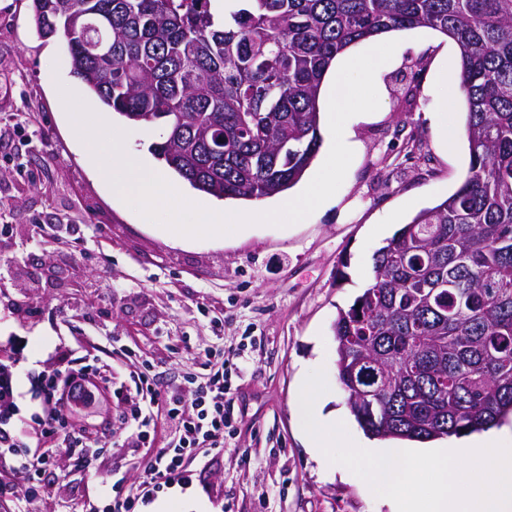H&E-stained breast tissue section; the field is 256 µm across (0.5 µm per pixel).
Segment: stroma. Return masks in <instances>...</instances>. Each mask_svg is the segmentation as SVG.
<instances>
[{"mask_svg": "<svg viewBox=\"0 0 512 512\" xmlns=\"http://www.w3.org/2000/svg\"><path fill=\"white\" fill-rule=\"evenodd\" d=\"M30 0H0V354L19 359L18 406L29 416L34 373L93 360L110 397L70 412L82 446L44 441L27 456L49 464L39 512L93 501L104 478L138 484L150 451L122 419L139 360L159 385L200 370L204 351L243 347L233 380L237 432L199 454L192 484L139 504L155 512H391L360 478L321 465L295 407L303 389L336 379L333 323L372 277L374 251L422 209L453 193L469 166L462 130L459 49L430 28L394 31L352 47L359 62L340 83L364 103L348 114L357 148L330 201L293 225H253L222 238L168 240L129 207L78 137L60 87L78 90L61 37H38ZM83 100L128 131L126 152L167 175L203 206L253 204L193 189L158 162L163 128L126 125L99 99Z\"/></svg>", "mask_w": 512, "mask_h": 512, "instance_id": "stroma-1", "label": "stroma"}]
</instances>
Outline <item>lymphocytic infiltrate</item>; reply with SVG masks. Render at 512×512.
Wrapping results in <instances>:
<instances>
[{
	"mask_svg": "<svg viewBox=\"0 0 512 512\" xmlns=\"http://www.w3.org/2000/svg\"><path fill=\"white\" fill-rule=\"evenodd\" d=\"M17 367V360L0 357V449L7 452L15 451L17 446L15 430L8 425L18 412V395L13 386ZM204 367L207 371L204 379L189 376L184 385L167 388L155 384L149 364L131 372L138 401L124 417L129 438L136 445L152 447L156 428L161 424L170 428L172 437L147 460L138 485L129 486L121 478L103 482L96 505L89 508L78 504L72 512H137L139 503L159 492L191 484L192 461L200 453L223 447L225 435L235 431L230 356L223 352L214 355ZM35 382L38 408L29 416L35 434L46 440L61 433L66 441L80 443L83 430L70 424L67 412L76 398L99 395L93 365L41 373ZM15 461L19 468L26 470L27 482L21 488L0 486V497L14 499L18 512H33L41 469L18 453Z\"/></svg>",
	"mask_w": 512,
	"mask_h": 512,
	"instance_id": "1",
	"label": "lymphocytic infiltrate"
}]
</instances>
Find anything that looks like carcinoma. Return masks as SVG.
I'll return each instance as SVG.
<instances>
[{"label": "carcinoma", "mask_w": 512, "mask_h": 512, "mask_svg": "<svg viewBox=\"0 0 512 512\" xmlns=\"http://www.w3.org/2000/svg\"><path fill=\"white\" fill-rule=\"evenodd\" d=\"M41 38L106 110L162 125L154 155L196 190L261 200L320 146L336 56L428 27L460 50L470 164L373 254L333 324L337 376L370 437L427 442L512 415V0H31Z\"/></svg>", "instance_id": "obj_1"}]
</instances>
